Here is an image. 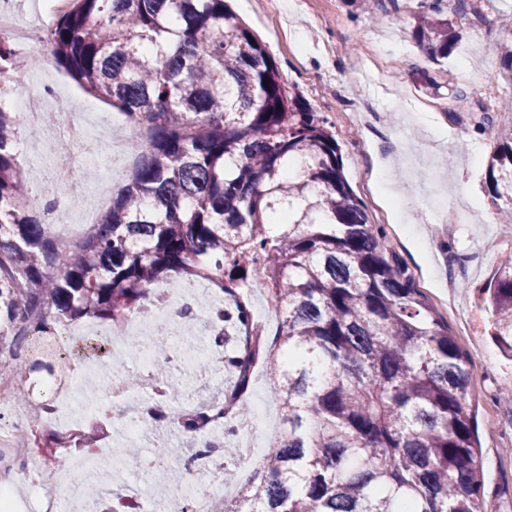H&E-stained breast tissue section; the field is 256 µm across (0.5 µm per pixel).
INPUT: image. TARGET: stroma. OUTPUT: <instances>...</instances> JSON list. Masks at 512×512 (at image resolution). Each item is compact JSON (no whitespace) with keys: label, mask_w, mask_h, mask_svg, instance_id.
Returning <instances> with one entry per match:
<instances>
[{"label":"stroma","mask_w":512,"mask_h":512,"mask_svg":"<svg viewBox=\"0 0 512 512\" xmlns=\"http://www.w3.org/2000/svg\"><path fill=\"white\" fill-rule=\"evenodd\" d=\"M417 0H227L277 61L284 83L329 121L345 176L414 275L416 288L447 319L473 359L469 394L476 409L486 512H512V414L501 401L512 361L490 336L492 314L481 295L512 230L496 223L485 190L493 130L512 123L498 108L512 95V69L495 47L512 38V8L481 0L480 18L461 17L464 39L443 64L428 60L411 36ZM16 83L9 111L29 88L76 101L98 139L124 117L85 93L49 48ZM462 99H455L454 89ZM372 105L377 121L352 115ZM70 165L94 191L112 195L132 162L101 167L75 147ZM455 290H448V282Z\"/></svg>","instance_id":"obj_1"}]
</instances>
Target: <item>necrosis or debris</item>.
<instances>
[{
	"label": "necrosis or debris",
	"mask_w": 512,
	"mask_h": 512,
	"mask_svg": "<svg viewBox=\"0 0 512 512\" xmlns=\"http://www.w3.org/2000/svg\"><path fill=\"white\" fill-rule=\"evenodd\" d=\"M69 0H47L39 19L27 23L17 9V0H0V36L13 47L35 52L46 44L52 29L51 19L66 9ZM20 114L22 124L41 133V156L48 164L47 174L41 183L37 203L51 216L68 213L82 193L83 184L70 168L54 164L58 150L68 145H86L90 137L87 129L74 118L72 102L52 100L51 106L58 114L57 122L43 126V105L38 98L24 99ZM202 313L193 295L186 289H169L161 304L149 307L146 312L130 316L115 324L106 336L119 345L126 337H165L171 344L174 357L182 355V331ZM137 375L126 381H110L100 396L101 403H118L122 406L118 425L119 434L128 441H136L144 431L162 425L169 416V402L153 373L154 356L150 350H140ZM80 376L68 374L65 380H53L34 385L20 383L13 377L0 375V391L11 393L15 401L0 413V512H12L13 489L16 482L28 486L31 512H83V474L93 463L84 458L70 461L62 468L35 464L30 452V435L34 428L47 421L35 391L47 392L55 413L73 417L87 406L80 395ZM197 438L203 447L194 456L189 473L196 480L178 486L174 491H156L146 488L140 480L125 481L126 498L149 499L154 512H223L224 483L220 474L224 469V415L214 414Z\"/></svg>",
	"instance_id": "4bbe7bcc"
}]
</instances>
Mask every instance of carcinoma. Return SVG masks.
Instances as JSON below:
<instances>
[{"label": "carcinoma", "instance_id": "cac0c4a2", "mask_svg": "<svg viewBox=\"0 0 512 512\" xmlns=\"http://www.w3.org/2000/svg\"><path fill=\"white\" fill-rule=\"evenodd\" d=\"M412 37L435 61L462 34L443 0L418 4ZM56 63L87 93L144 124L131 179L75 242L33 213L16 118L0 106V353L16 378L65 369L53 325L112 323L148 306L153 287L186 277L224 297L212 343L224 352L235 417L263 362L281 428L224 512H485L471 356L415 287L409 267L344 174L327 120L286 89L265 44L225 0H71L52 30ZM37 58L0 40V98ZM486 189L512 221V124L491 136ZM297 157L307 167L287 173ZM490 336L512 357V257L482 288ZM258 293L281 310L271 342L254 318ZM52 316L46 323L44 314ZM170 358L155 373L168 390ZM206 406L177 414L180 446L161 442L146 467L201 452ZM224 420V471L243 449ZM96 456L95 430L37 447ZM98 512H119L86 487Z\"/></svg>", "mask_w": 512, "mask_h": 512}]
</instances>
